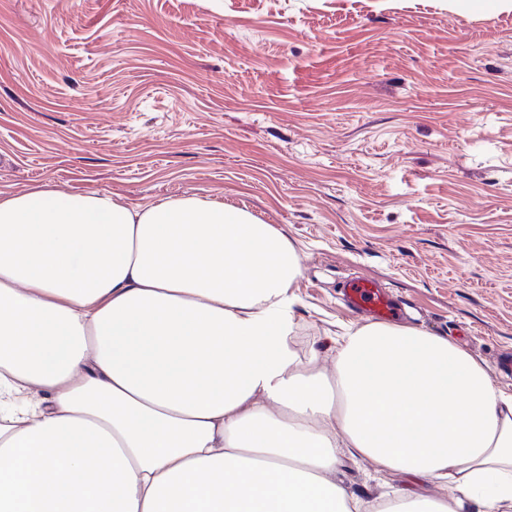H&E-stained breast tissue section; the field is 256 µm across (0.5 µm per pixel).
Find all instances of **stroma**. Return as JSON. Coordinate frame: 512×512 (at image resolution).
I'll list each match as a JSON object with an SVG mask.
<instances>
[{"label": "stroma", "mask_w": 512, "mask_h": 512, "mask_svg": "<svg viewBox=\"0 0 512 512\" xmlns=\"http://www.w3.org/2000/svg\"><path fill=\"white\" fill-rule=\"evenodd\" d=\"M203 195L301 256L323 350L361 275L404 325L512 351L503 0H0V191Z\"/></svg>", "instance_id": "stroma-1"}]
</instances>
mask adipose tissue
Masks as SVG:
<instances>
[{
	"label": "adipose tissue",
	"mask_w": 512,
	"mask_h": 512,
	"mask_svg": "<svg viewBox=\"0 0 512 512\" xmlns=\"http://www.w3.org/2000/svg\"><path fill=\"white\" fill-rule=\"evenodd\" d=\"M287 234L200 196L0 193V512H512V391L448 338L300 358ZM340 478L349 494L359 495L363 498L379 494L385 483L398 485L397 483L402 481L388 475L376 474L368 464L354 463L348 459H343Z\"/></svg>",
	"instance_id": "obj_1"
}]
</instances>
